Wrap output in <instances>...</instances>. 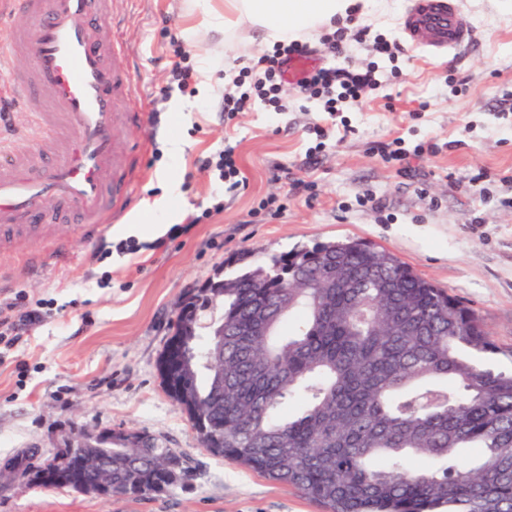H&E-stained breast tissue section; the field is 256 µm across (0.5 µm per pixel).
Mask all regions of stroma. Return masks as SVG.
Here are the masks:
<instances>
[{
  "label": "stroma",
  "instance_id": "1",
  "mask_svg": "<svg viewBox=\"0 0 512 512\" xmlns=\"http://www.w3.org/2000/svg\"><path fill=\"white\" fill-rule=\"evenodd\" d=\"M461 2L477 44L446 58L403 43L409 0H378L359 15L372 34L398 39L399 50L388 59L371 42L350 44V62L375 66L380 82L362 105L342 106L343 128L319 150L308 129L323 123L321 104L298 100L289 84L287 111L251 101L225 120V58L250 66L263 47L207 32L203 10L187 14V0H123V39L144 106L142 122L124 132L139 147L130 208L107 236L71 240L41 262H32L38 245L29 239L0 255V303L20 291L53 302L51 318L17 352L25 377L0 365V512H326L292 486L212 456L161 384L157 360L181 300L242 255L254 262L366 240L471 308L495 346L481 363L512 371V208L501 205L512 182L499 180L512 170V0ZM190 25L199 32L183 49L192 66L210 60L213 90L193 81L163 98L169 37ZM7 110L0 141L35 152L40 132L26 107L15 101ZM175 136L184 142L179 155L169 151ZM398 137L412 153L406 177L381 152ZM427 142L437 152L415 154ZM227 144L244 180L233 192L198 163ZM170 182L179 191L172 209L151 233L137 230ZM128 238L139 252H117ZM74 425L157 436L189 458L194 475L134 501L29 485L27 465L47 458Z\"/></svg>",
  "mask_w": 512,
  "mask_h": 512
}]
</instances>
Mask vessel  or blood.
Segmentation results:
<instances>
[{
    "instance_id": "obj_1",
    "label": "vessel or blood",
    "mask_w": 512,
    "mask_h": 512,
    "mask_svg": "<svg viewBox=\"0 0 512 512\" xmlns=\"http://www.w3.org/2000/svg\"><path fill=\"white\" fill-rule=\"evenodd\" d=\"M5 2L0 41L30 65L0 67V105L24 101L42 131L37 150L46 161L0 148V251L20 237L57 250L68 243L61 221L91 239L105 214L126 210L136 146L118 132L139 123L143 109L117 36L116 0ZM401 25L409 42L432 55L473 42L460 0H410Z\"/></svg>"
}]
</instances>
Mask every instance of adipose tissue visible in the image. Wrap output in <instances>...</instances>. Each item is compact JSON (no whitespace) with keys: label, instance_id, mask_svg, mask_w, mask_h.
Masks as SVG:
<instances>
[{"label":"adipose tissue","instance_id":"adipose-tissue-1","mask_svg":"<svg viewBox=\"0 0 512 512\" xmlns=\"http://www.w3.org/2000/svg\"><path fill=\"white\" fill-rule=\"evenodd\" d=\"M375 0H215L205 24L225 40L259 35L272 45L331 26L352 7L372 10Z\"/></svg>","mask_w":512,"mask_h":512}]
</instances>
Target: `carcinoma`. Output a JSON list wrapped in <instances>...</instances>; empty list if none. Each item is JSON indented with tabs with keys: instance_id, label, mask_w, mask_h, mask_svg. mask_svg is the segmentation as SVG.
<instances>
[{
	"instance_id": "obj_1",
	"label": "carcinoma",
	"mask_w": 512,
	"mask_h": 512,
	"mask_svg": "<svg viewBox=\"0 0 512 512\" xmlns=\"http://www.w3.org/2000/svg\"><path fill=\"white\" fill-rule=\"evenodd\" d=\"M224 335L196 331L192 403L170 397L203 447L298 488L329 512H512V373L470 308L395 254L342 239L271 255L216 279ZM213 288L189 298L173 336L207 317ZM299 411L280 413L286 401ZM102 439L112 495L135 500L192 475L154 436ZM63 487L95 475L77 448Z\"/></svg>"
}]
</instances>
